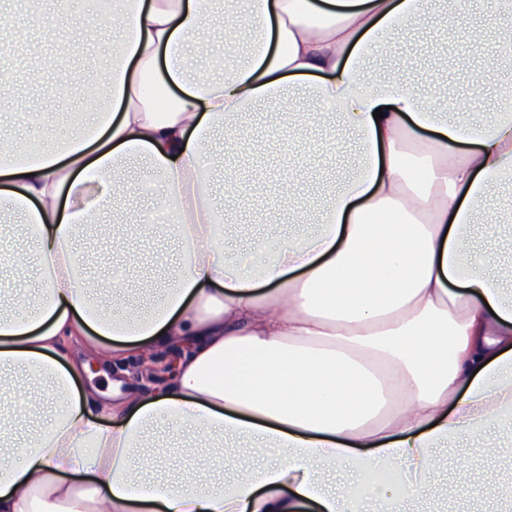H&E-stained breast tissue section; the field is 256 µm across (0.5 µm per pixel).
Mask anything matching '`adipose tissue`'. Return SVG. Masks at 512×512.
Wrapping results in <instances>:
<instances>
[{
	"instance_id": "1",
	"label": "adipose tissue",
	"mask_w": 512,
	"mask_h": 512,
	"mask_svg": "<svg viewBox=\"0 0 512 512\" xmlns=\"http://www.w3.org/2000/svg\"><path fill=\"white\" fill-rule=\"evenodd\" d=\"M212 0H125L110 14L112 66L90 129L63 142L0 143V219L35 245L33 303L0 293V396L18 374L51 383L48 420L27 444L0 426V512H406L428 491L437 451L512 421V265L489 269L464 241L490 190L512 183V108L448 120L400 76L366 67L411 26L454 41L458 11L423 0H248L224 13L246 61L202 78L194 44ZM181 97L162 103L155 82ZM311 93L357 136L361 172L324 195L317 227L283 238L255 273L224 258L207 177L210 138L243 146L264 109L296 128L284 98ZM383 119H374L376 109ZM434 134L422 143L419 130ZM419 152L409 177L404 150ZM145 161L164 180L186 259L160 307L127 320L100 305L76 243L96 211L137 210L123 183ZM98 189L91 208L73 199ZM177 354L150 393L106 373L158 347ZM193 447H155L161 424ZM237 450L235 471L220 463ZM275 450L276 464L257 460Z\"/></svg>"
}]
</instances>
